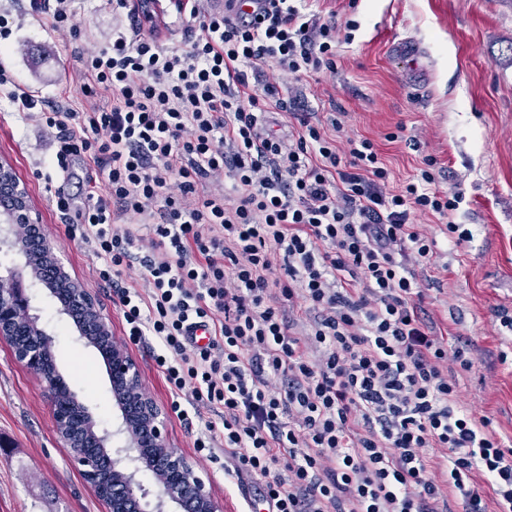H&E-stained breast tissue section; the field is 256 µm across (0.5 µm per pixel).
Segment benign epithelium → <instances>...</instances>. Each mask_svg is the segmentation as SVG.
I'll return each mask as SVG.
<instances>
[{
  "instance_id": "benign-epithelium-1",
  "label": "benign epithelium",
  "mask_w": 512,
  "mask_h": 512,
  "mask_svg": "<svg viewBox=\"0 0 512 512\" xmlns=\"http://www.w3.org/2000/svg\"><path fill=\"white\" fill-rule=\"evenodd\" d=\"M24 224L23 238L16 228ZM0 339L13 360L47 383L60 444L72 449L85 482L96 496L112 499V512H221L218 501L190 462L169 444L165 410L143 387L138 363L125 347L112 344L104 358L112 398L120 412L117 424L95 419L77 399L66 379L48 371L54 336L41 322L36 290L56 299L57 314L68 320L78 339L91 347L112 339V322L92 291L73 277L60 245L41 224L28 189L11 164L0 159ZM112 475L103 472V459ZM150 475L153 489L140 476Z\"/></svg>"
}]
</instances>
